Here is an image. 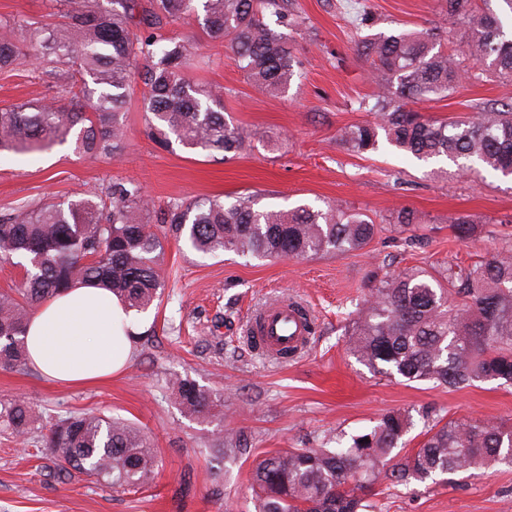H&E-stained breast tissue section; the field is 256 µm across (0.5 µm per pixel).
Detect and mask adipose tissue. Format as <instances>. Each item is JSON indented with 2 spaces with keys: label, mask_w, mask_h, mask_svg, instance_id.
<instances>
[{
  "label": "adipose tissue",
  "mask_w": 512,
  "mask_h": 512,
  "mask_svg": "<svg viewBox=\"0 0 512 512\" xmlns=\"http://www.w3.org/2000/svg\"><path fill=\"white\" fill-rule=\"evenodd\" d=\"M147 326L143 315L126 309L105 288L73 286L31 317L26 333L29 366L68 385L112 378L126 368Z\"/></svg>",
  "instance_id": "obj_1"
}]
</instances>
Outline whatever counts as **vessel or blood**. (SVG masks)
Here are the masks:
<instances>
[{"mask_svg":"<svg viewBox=\"0 0 512 512\" xmlns=\"http://www.w3.org/2000/svg\"><path fill=\"white\" fill-rule=\"evenodd\" d=\"M245 332L254 337L260 351L273 358L290 350L302 352L313 328L299 304L284 298L261 308L252 316Z\"/></svg>","mask_w":512,"mask_h":512,"instance_id":"b4317fda","label":"vessel or blood"}]
</instances>
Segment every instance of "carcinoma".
<instances>
[{
  "mask_svg": "<svg viewBox=\"0 0 512 512\" xmlns=\"http://www.w3.org/2000/svg\"><path fill=\"white\" fill-rule=\"evenodd\" d=\"M65 23L0 22V70L35 63L56 78L57 100L0 107V152L49 149L69 143L80 157L113 158L125 137L124 112L135 77L144 84L147 134L202 151L237 153L252 132L224 116L230 89L194 83L183 42L159 34L167 24L196 18L203 32L222 40L246 78L273 96L296 76L291 47L266 20L305 25L294 0H55ZM448 16L465 39L462 54L448 50L436 28L394 29L355 40L356 52L377 76L376 90L359 103L374 121L344 126L336 140L373 152L380 137L419 160L445 157L479 162L512 175V104L481 102L459 120H430L413 105L444 97L467 78L512 77V0L505 15L476 0H446ZM25 49H20L16 42ZM133 182L118 181L78 200L38 201L0 215V265L20 266L23 281L0 292V368H27L24 336L34 311L59 292L98 282L129 307L145 311L162 300L166 243L191 251L254 258H306L359 251L378 232L357 211L329 206L292 210L257 207V198L174 200L160 222ZM468 240L477 225L451 221ZM368 293L348 325L347 349L374 373L406 382H433L459 390L476 382L512 384V245L465 267L435 273L410 268L371 277ZM169 388L182 413L202 418L221 395L188 378ZM42 419L23 399L0 401V424L13 439L28 437ZM428 428L410 453H393L414 426L408 411H387L355 434L325 436L316 448H281L254 461L250 488L255 512H376L380 478L393 485L469 476L512 456V425L477 419L445 421L426 415ZM224 456L247 449L236 430L218 432ZM41 446L72 472L117 491L151 484L153 446L139 426L97 412L58 416L45 426Z\"/></svg>",
  "mask_w": 512,
  "mask_h": 512,
  "instance_id": "obj_1",
  "label": "carcinoma"
}]
</instances>
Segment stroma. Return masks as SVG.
<instances>
[{"label":"stroma","instance_id":"stroma-1","mask_svg":"<svg viewBox=\"0 0 512 512\" xmlns=\"http://www.w3.org/2000/svg\"><path fill=\"white\" fill-rule=\"evenodd\" d=\"M295 4L307 26L286 35L296 77L276 97L247 80L224 43L206 37L197 21L163 28L190 48L197 81L229 88L225 115L255 133L245 151L227 158L176 143L159 145L146 132L138 82L130 90L127 137L117 158H82L66 144L35 154H0V214L133 181L158 208L214 196L230 203L242 195L277 210L340 204L368 214L377 235L355 252L275 260L205 256L169 240L162 302L121 376L73 387L31 370L0 369V400L23 398L48 419L95 411L144 428L157 454V479L138 492L121 493L83 475L65 478L40 443L21 451L0 430V512H253L248 474L265 452L316 446L330 430H364L387 410L411 411L410 449L423 438L426 413L512 422V386L478 382L450 391L429 382L408 385L373 374L347 351V323L371 275L467 265L512 243L511 176L461 172L450 161L424 162L385 142L377 151L355 153L336 140L340 127L370 118L358 108L375 86L354 48L358 14L370 13L378 33L444 24L452 48L459 45L456 23L446 18L444 0ZM55 94L53 79L40 68L0 71V106L49 101ZM487 100L512 102V78H472L417 109L431 119H449ZM403 208L417 214L418 224L394 223ZM459 216L479 226L469 241L452 233L448 220ZM283 296L309 309L315 331L304 353L279 362L261 356L244 330L254 312ZM171 376L221 392L218 414L207 421L184 416L165 387ZM221 427L243 431L249 440L244 454L227 459L217 452L214 434ZM379 488L382 512H512L507 463L476 478L456 476L449 484L395 487L384 481Z\"/></svg>","mask_w":512,"mask_h":512}]
</instances>
